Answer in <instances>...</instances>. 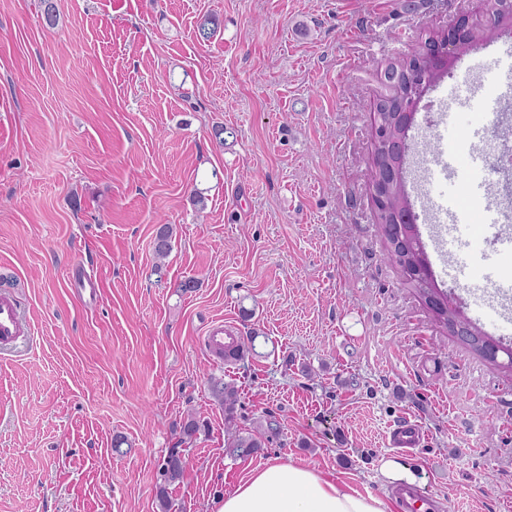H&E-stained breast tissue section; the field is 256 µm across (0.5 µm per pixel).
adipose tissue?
<instances>
[{"mask_svg":"<svg viewBox=\"0 0 512 512\" xmlns=\"http://www.w3.org/2000/svg\"><path fill=\"white\" fill-rule=\"evenodd\" d=\"M218 512H388L386 503L298 462L268 463L225 495Z\"/></svg>","mask_w":512,"mask_h":512,"instance_id":"1","label":"adipose tissue"}]
</instances>
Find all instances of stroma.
Here are the masks:
<instances>
[{
	"label": "stroma",
	"mask_w": 512,
	"mask_h": 512,
	"mask_svg": "<svg viewBox=\"0 0 512 512\" xmlns=\"http://www.w3.org/2000/svg\"><path fill=\"white\" fill-rule=\"evenodd\" d=\"M55 4L51 28L40 0H0V277L16 279L31 328L0 356V512H161L162 488L171 512H218L273 460L395 512L380 472L391 458L442 512H512V370L408 288L368 195L382 67L477 0ZM207 15L218 28L203 43ZM484 54L459 57L419 107L457 98L443 144L460 156L480 85L499 76ZM216 125L235 140L216 145ZM427 258L450 304L512 346L492 292ZM77 266L99 281L94 301L71 286ZM214 319L252 339L233 368L202 343ZM213 376L238 390L237 432L280 422L250 456L228 452ZM190 414L201 430L183 444ZM407 418L426 438L403 452L389 436ZM174 447L184 473L166 485Z\"/></svg>",
	"instance_id": "stroma-1"
}]
</instances>
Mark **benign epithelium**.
I'll use <instances>...</instances> for the list:
<instances>
[{
  "label": "benign epithelium",
  "instance_id": "obj_1",
  "mask_svg": "<svg viewBox=\"0 0 512 512\" xmlns=\"http://www.w3.org/2000/svg\"><path fill=\"white\" fill-rule=\"evenodd\" d=\"M512 27V0H494L489 24L474 22L468 15L460 16L448 28L420 43L404 64H390L383 69L388 94L378 98L371 109L374 121L371 137L383 145L375 154L369 193L377 215L382 217L400 208L411 207L406 191L401 189L409 132L416 122L418 107L435 82L474 43V35H483L496 27ZM448 328L456 338L474 332L473 323L461 312Z\"/></svg>",
  "mask_w": 512,
  "mask_h": 512
}]
</instances>
